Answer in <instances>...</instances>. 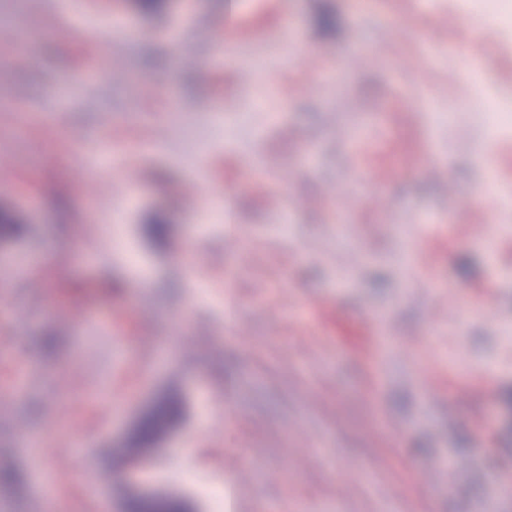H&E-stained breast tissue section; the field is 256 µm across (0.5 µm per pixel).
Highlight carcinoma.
<instances>
[{
	"label": "carcinoma",
	"instance_id": "1",
	"mask_svg": "<svg viewBox=\"0 0 512 512\" xmlns=\"http://www.w3.org/2000/svg\"><path fill=\"white\" fill-rule=\"evenodd\" d=\"M134 6L143 14L159 15L168 7V0H134ZM25 225L16 222L10 215L0 217V242H10L23 235ZM149 237L157 244L167 243L169 224L162 216L154 217L146 225ZM184 419L182 399L175 393L159 398L144 413L127 438L122 460L132 461L162 440ZM131 512H186V504L169 497L151 496L133 501Z\"/></svg>",
	"mask_w": 512,
	"mask_h": 512
}]
</instances>
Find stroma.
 Wrapping results in <instances>:
<instances>
[{
	"label": "stroma",
	"mask_w": 512,
	"mask_h": 512,
	"mask_svg": "<svg viewBox=\"0 0 512 512\" xmlns=\"http://www.w3.org/2000/svg\"><path fill=\"white\" fill-rule=\"evenodd\" d=\"M492 110L512 28L457 0H0V211L27 226L0 243V512H126L103 452L173 390L136 466L197 512L221 484L240 512H512ZM184 419L182 399L175 393L159 398L144 413L127 438L121 461L135 458L153 449L170 431Z\"/></svg>",
	"instance_id": "obj_1"
}]
</instances>
